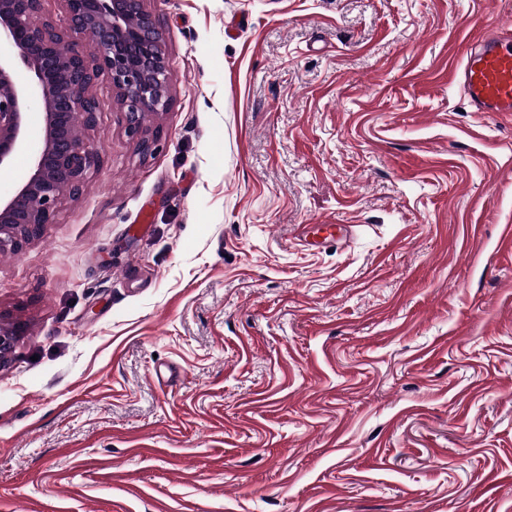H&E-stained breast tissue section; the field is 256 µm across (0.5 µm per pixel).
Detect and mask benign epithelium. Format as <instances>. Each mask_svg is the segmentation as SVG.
<instances>
[{"instance_id": "obj_1", "label": "benign epithelium", "mask_w": 512, "mask_h": 512, "mask_svg": "<svg viewBox=\"0 0 512 512\" xmlns=\"http://www.w3.org/2000/svg\"><path fill=\"white\" fill-rule=\"evenodd\" d=\"M45 0H0V169L26 150L31 102L43 110L42 148L28 157L13 196L0 199V253L17 251L54 222L61 201L81 192L101 155L89 132L98 119L94 86L116 91L127 136L146 152L147 121L168 111L172 70L164 32L146 0H63L66 23L44 12ZM32 73L26 87L12 78L17 63ZM24 324H0V365Z\"/></svg>"}]
</instances>
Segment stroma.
<instances>
[{"instance_id": "1", "label": "stroma", "mask_w": 512, "mask_h": 512, "mask_svg": "<svg viewBox=\"0 0 512 512\" xmlns=\"http://www.w3.org/2000/svg\"><path fill=\"white\" fill-rule=\"evenodd\" d=\"M172 105L0 254V512H512V0H147ZM345 240L308 245L318 225ZM448 80L461 84L476 112H512V36L483 35L448 68Z\"/></svg>"}]
</instances>
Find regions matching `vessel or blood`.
Wrapping results in <instances>:
<instances>
[{"label": "vessel or blood", "instance_id": "obj_1", "mask_svg": "<svg viewBox=\"0 0 512 512\" xmlns=\"http://www.w3.org/2000/svg\"><path fill=\"white\" fill-rule=\"evenodd\" d=\"M476 111L512 112V36H482L461 63L448 69Z\"/></svg>", "mask_w": 512, "mask_h": 512}]
</instances>
